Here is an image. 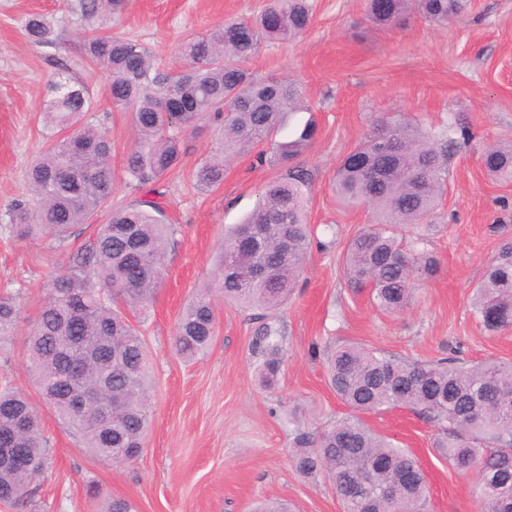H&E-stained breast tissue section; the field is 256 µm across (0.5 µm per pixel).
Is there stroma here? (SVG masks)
I'll return each mask as SVG.
<instances>
[{
  "mask_svg": "<svg viewBox=\"0 0 512 512\" xmlns=\"http://www.w3.org/2000/svg\"><path fill=\"white\" fill-rule=\"evenodd\" d=\"M82 3L0 0V290L18 292L20 307L15 334L0 338V381H10L36 408L49 448L30 497L0 504V512H100L113 498L129 500L136 512H251L264 497L288 500L296 512H342L327 478L301 475L289 456L296 427L321 428L348 412L325 383V349L352 341L410 361H512V329L486 331L470 309L488 260L512 238V185L493 183L483 166L489 143L512 140V0H466L460 20L437 25L414 13L390 29L367 19L366 0H311L313 19L303 34L265 43L249 61L257 77L301 83L307 108L287 116V125L310 118L317 125L298 159L312 175L305 196L314 242L287 306L273 317L285 341L271 386L255 373L254 310L217 302L208 352L188 361L173 347L183 307L214 276L225 229L239 223L280 174L260 160L257 145L227 165L219 187L198 189L197 168L221 144L211 126L185 133L180 167L159 184L172 234L160 286L139 325L153 369L150 428L142 456L119 467L92 456L44 402L24 344L50 280L69 252L108 222L110 211L100 210L63 243L16 239L6 211L28 197L26 170L47 146L42 108L62 76L86 85L94 103L86 120L112 143L113 205L143 195L123 172L134 144L131 115L113 111L110 76L84 52L89 34L134 39L171 68L181 63L182 43L224 20L252 19L267 0H123L120 9L92 18ZM32 14L52 21V44L37 46L25 36L22 24ZM385 115L432 133L459 118L469 132L450 161L425 244L439 271L419 283L413 305L398 314L380 312L367 293L348 287L344 252L373 215L367 208L343 209L332 190L340 160ZM294 411L297 426L288 421ZM364 420L419 462L430 490L425 512H479L472 475L449 468L434 445L433 425L404 407Z\"/></svg>",
  "mask_w": 512,
  "mask_h": 512,
  "instance_id": "stroma-1",
  "label": "stroma"
}]
</instances>
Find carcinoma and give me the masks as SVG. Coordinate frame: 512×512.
Listing matches in <instances>:
<instances>
[{
    "instance_id": "cac0c4a2",
    "label": "carcinoma",
    "mask_w": 512,
    "mask_h": 512,
    "mask_svg": "<svg viewBox=\"0 0 512 512\" xmlns=\"http://www.w3.org/2000/svg\"><path fill=\"white\" fill-rule=\"evenodd\" d=\"M122 0H84L94 17ZM463 10L462 0H368L372 23L396 25L411 11L431 23ZM308 0H270L253 22H226L181 48L184 66L163 72L135 40L99 31L88 36L90 61L110 75L112 111L130 112L137 130L124 160L129 183L162 195L157 184L180 166L183 133L202 122L217 125L222 153L195 172L196 185L210 190L224 182V162L271 140L284 117L304 109L303 88L282 77L261 79L243 67L262 44L291 39L308 29ZM36 45L53 42L41 15L24 22ZM91 101L85 87L62 78L43 113L48 147L32 162L26 181L34 204L7 211L11 232L21 240L48 234L64 241L90 224L112 201V144L82 122ZM309 119L274 143L270 163L280 176L263 190L255 208L224 235L218 271L179 315L173 336L178 355L194 359L216 333L215 297L273 313L283 307L311 247L305 215L310 174L297 158L315 137ZM461 148L441 137L381 118L336 169L334 190L347 207L366 206L376 220L349 242L344 263L350 286L372 282V304L386 313L410 306L417 282L436 273L434 256L421 248L424 235L398 237L401 225L417 227L434 214L449 175L448 162ZM488 176L512 183V141L485 152ZM171 224L160 200L110 210V220L68 254L54 277L25 338L27 360L47 403L96 457L114 464L137 460L149 430L151 372L146 343L130 320L143 316L161 281ZM473 313L492 332L512 327V239L503 241L474 288ZM15 294L0 292V336L16 329ZM283 330L271 322L253 340L262 383L271 385L282 365ZM82 367V408L62 390L66 367ZM328 385L351 413L313 434L296 428L290 459L307 476L325 474L343 512H423L424 472L404 449L373 433L361 414L405 406L441 432L436 448L458 472L476 475L480 512H512V363L474 364L439 358L411 362L356 343H340L326 357ZM112 415L98 413L101 386ZM0 502L16 504L30 494L46 461V441L30 402L0 384ZM360 477L369 480L361 497L347 493Z\"/></svg>"
}]
</instances>
